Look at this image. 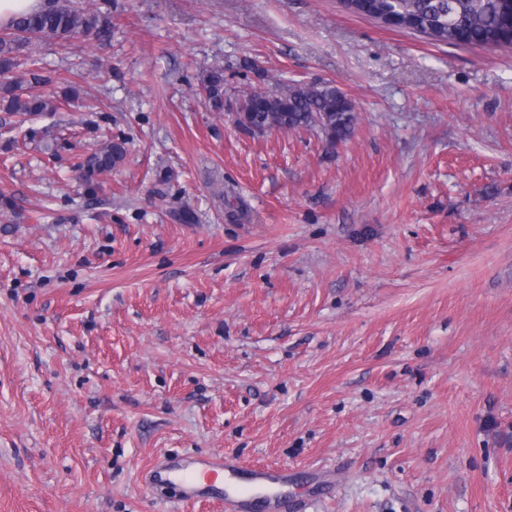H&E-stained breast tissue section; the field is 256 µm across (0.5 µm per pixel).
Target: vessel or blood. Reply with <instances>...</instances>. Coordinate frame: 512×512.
I'll list each match as a JSON object with an SVG mask.
<instances>
[{
    "mask_svg": "<svg viewBox=\"0 0 512 512\" xmlns=\"http://www.w3.org/2000/svg\"><path fill=\"white\" fill-rule=\"evenodd\" d=\"M238 473L236 457L215 453L206 457L188 458L179 463L158 462L150 471L149 482L156 488L171 484L177 486L181 498L186 501H219L224 506V512H253V499L233 486ZM251 479L270 489L262 504L265 512H306L304 500L290 501L278 492L279 487L289 482L287 471L258 468L252 471Z\"/></svg>",
    "mask_w": 512,
    "mask_h": 512,
    "instance_id": "obj_1",
    "label": "vessel or blood"
}]
</instances>
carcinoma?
<instances>
[{
    "instance_id": "obj_1",
    "label": "carcinoma",
    "mask_w": 512,
    "mask_h": 512,
    "mask_svg": "<svg viewBox=\"0 0 512 512\" xmlns=\"http://www.w3.org/2000/svg\"><path fill=\"white\" fill-rule=\"evenodd\" d=\"M349 12L369 17L384 26L397 22L444 44L476 46L500 44L499 33L512 25V0H341ZM76 35L105 41L112 36V11L89 12L58 2L21 15L0 35V110L30 114L54 109L52 101L19 92L12 77L18 57L33 38L66 39ZM201 85L212 106L224 109V72L214 70L202 77ZM238 124L251 127L276 126L285 130H317L327 145L349 139L356 123L352 101L329 84L281 83L274 91L253 92L238 102ZM126 156V142H103L79 161L76 169L87 192L101 189L98 177L112 171Z\"/></svg>"
}]
</instances>
